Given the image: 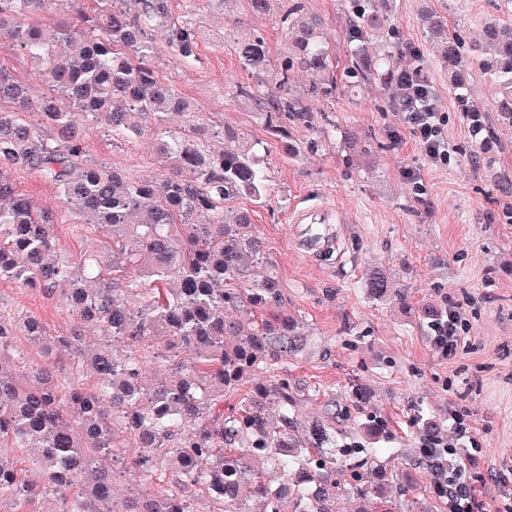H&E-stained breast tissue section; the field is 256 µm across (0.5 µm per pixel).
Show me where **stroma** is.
<instances>
[{
    "label": "stroma",
    "instance_id": "obj_1",
    "mask_svg": "<svg viewBox=\"0 0 512 512\" xmlns=\"http://www.w3.org/2000/svg\"><path fill=\"white\" fill-rule=\"evenodd\" d=\"M496 0H396L393 23L403 42L415 46L448 123L450 159L431 163L404 129L393 88L335 95L314 104V124H287L296 148L284 157L274 135L258 123L254 105L231 97L236 84L251 83L235 53L241 31L261 34L273 57L288 51L277 17L288 0H275L267 17L247 15L238 0H169L173 19L190 25L197 59L180 66L156 60L170 79L215 120L266 142L268 194L257 204L242 197L255 232L286 290L288 310L302 317L311 347L288 359V374L299 384L325 390L338 406L349 403L351 385L370 394L371 410L389 423L378 446L392 473L423 477L420 443L409 432L416 410L438 417L449 408L468 412L479 446L474 472L485 475L481 498L488 512L512 503V126L489 118L488 148L476 151L461 112V95L448 86V73L421 35L419 13L430 8L448 19L466 44L481 38L482 20ZM339 131L368 135L371 157L339 138L319 143L326 118ZM87 159L122 171L154 174L156 166L140 139L116 138L84 118ZM19 193L55 214L61 246L76 252L84 242L55 188L26 168L14 170ZM317 205L342 212L333 254L305 258L292 231L296 213ZM381 267L391 275L398 297L377 301L365 277ZM459 306L461 335L468 343L448 358L430 342L426 322L406 314L404 305ZM25 308L40 316L51 333L66 332L73 317L59 299H48L16 284L0 282V309Z\"/></svg>",
    "mask_w": 512,
    "mask_h": 512
}]
</instances>
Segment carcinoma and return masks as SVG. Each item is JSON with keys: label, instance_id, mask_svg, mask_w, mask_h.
<instances>
[{"label": "carcinoma", "instance_id": "cac0c4a2", "mask_svg": "<svg viewBox=\"0 0 512 512\" xmlns=\"http://www.w3.org/2000/svg\"><path fill=\"white\" fill-rule=\"evenodd\" d=\"M56 0H0V46L18 50L50 87L75 106L67 111L35 98L0 66V280L59 298L74 314L64 336L48 334L25 309L0 310V504L9 512H247L245 496L260 512H336V499L357 496L354 512H401L397 501L358 479H336V465L363 468L380 449L370 447L386 424L368 411V397L351 387V406L312 420L298 436L301 397L316 387L296 386L279 364L282 354L307 348L299 323L286 312V290L250 230L251 215L229 203L267 195L264 153L269 146L211 121L151 60L165 43L177 60L196 58L194 34L171 20L168 0H85L74 15L46 30L28 18ZM351 18L342 77L336 45L319 17L295 0L280 16L289 52L270 56L264 38L245 33L235 51L256 84L236 87L255 104L270 134L285 136L280 121L312 125L311 101L332 96L337 82L355 92L380 85L403 66L411 48L396 36L392 0H344ZM512 0L497 4L483 22L484 58L477 46L448 28L445 16L421 14L422 34L436 44L449 84L468 86L476 67L490 81V107L466 99L462 111L494 112L512 123ZM381 40L375 58L368 44ZM308 84L296 90L292 72ZM35 111L41 124L19 117ZM105 122L112 134L144 138L162 170L138 176L85 158L78 116ZM53 135L43 134V128ZM26 167L53 185L75 210L80 225L112 230V241L93 251L66 254L53 213L19 194L11 169ZM365 287L377 300L395 295L380 270ZM437 328L446 313L429 305L410 308ZM40 348L26 385L4 368L20 338ZM86 353L72 372L58 376L59 351ZM239 394L223 412L224 396ZM357 420L363 441L339 442L336 424ZM415 434L429 462V484L398 478L399 496L430 493L441 499L435 472L447 466L445 425L420 418ZM19 448L38 469L31 481L8 452ZM121 448L136 454L125 466L163 482L151 499L129 498L114 507L112 476L98 462ZM283 481L273 487L266 469ZM80 485L79 491L66 490Z\"/></svg>", "mask_w": 512, "mask_h": 512}]
</instances>
